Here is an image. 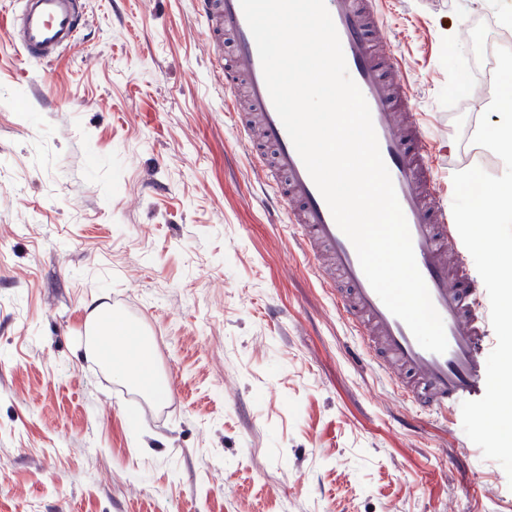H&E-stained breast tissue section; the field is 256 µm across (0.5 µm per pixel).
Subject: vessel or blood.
Wrapping results in <instances>:
<instances>
[{"label":"vessel or blood","mask_w":512,"mask_h":512,"mask_svg":"<svg viewBox=\"0 0 512 512\" xmlns=\"http://www.w3.org/2000/svg\"><path fill=\"white\" fill-rule=\"evenodd\" d=\"M204 15L218 14L235 42L232 68L224 69V96L245 91L264 141L275 149L273 163L255 155L261 183L285 176L288 220L305 256L326 253L330 267L314 271L333 296V305L359 336L372 364L386 374L408 408L448 418L461 400L481 396L486 386L487 327L468 277L465 245L455 234L451 209L435 188L429 147L419 125L403 131L399 109L409 108L401 56L384 52L386 24L378 0H325L336 26L349 75L371 110L383 160L410 230L416 263L441 315L448 349H422L406 324L371 288L357 253L336 225L298 155L267 90L255 40L240 0H198ZM8 35L26 60L51 59L75 42L83 22L75 0H22Z\"/></svg>","instance_id":"b4317fda"}]
</instances>
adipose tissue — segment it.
I'll return each mask as SVG.
<instances>
[{"instance_id": "ef3b65f1", "label": "adipose tissue", "mask_w": 512, "mask_h": 512, "mask_svg": "<svg viewBox=\"0 0 512 512\" xmlns=\"http://www.w3.org/2000/svg\"><path fill=\"white\" fill-rule=\"evenodd\" d=\"M93 318L98 319L99 337L86 340L84 351L107 363L111 372L145 392L153 391L157 386V377L147 357L146 341L140 336H125L110 339L111 317L102 310H94Z\"/></svg>"}]
</instances>
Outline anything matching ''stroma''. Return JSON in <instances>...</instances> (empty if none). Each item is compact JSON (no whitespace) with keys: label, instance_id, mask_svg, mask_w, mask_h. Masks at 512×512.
<instances>
[{"label":"stroma","instance_id":"obj_1","mask_svg":"<svg viewBox=\"0 0 512 512\" xmlns=\"http://www.w3.org/2000/svg\"><path fill=\"white\" fill-rule=\"evenodd\" d=\"M50 61L0 37V512H512L462 428L375 370L257 182L197 0H81ZM502 0H387L439 189L493 176L476 64ZM168 390L85 355L92 306Z\"/></svg>","mask_w":512,"mask_h":512}]
</instances>
